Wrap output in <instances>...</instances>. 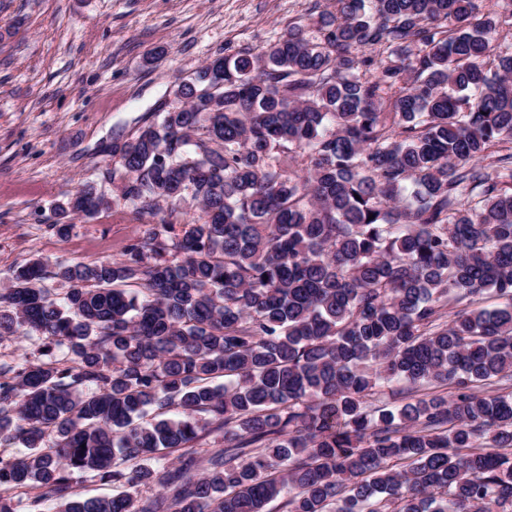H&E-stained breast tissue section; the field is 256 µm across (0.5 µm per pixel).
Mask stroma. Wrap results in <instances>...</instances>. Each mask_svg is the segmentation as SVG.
<instances>
[{"label":"stroma","instance_id":"obj_1","mask_svg":"<svg viewBox=\"0 0 512 512\" xmlns=\"http://www.w3.org/2000/svg\"><path fill=\"white\" fill-rule=\"evenodd\" d=\"M329 0H0V287L33 257L120 258L143 228L106 169L114 141L177 105L219 55L261 50L288 26L315 34ZM108 201L52 230L84 185Z\"/></svg>","mask_w":512,"mask_h":512}]
</instances>
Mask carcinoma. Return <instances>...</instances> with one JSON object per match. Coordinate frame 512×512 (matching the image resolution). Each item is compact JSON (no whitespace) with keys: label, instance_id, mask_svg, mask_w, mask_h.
<instances>
[{"label":"carcinoma","instance_id":"carcinoma-1","mask_svg":"<svg viewBox=\"0 0 512 512\" xmlns=\"http://www.w3.org/2000/svg\"><path fill=\"white\" fill-rule=\"evenodd\" d=\"M333 2L112 143L120 258L0 288V512H512V0ZM31 342L27 339L11 336L0 339V361H18L24 356H32ZM74 477L73 490L85 497L111 495L123 490L112 487V484L99 482L86 474L76 473Z\"/></svg>","mask_w":512,"mask_h":512}]
</instances>
